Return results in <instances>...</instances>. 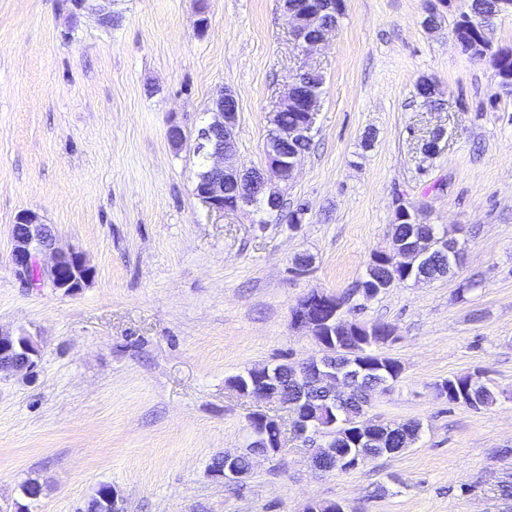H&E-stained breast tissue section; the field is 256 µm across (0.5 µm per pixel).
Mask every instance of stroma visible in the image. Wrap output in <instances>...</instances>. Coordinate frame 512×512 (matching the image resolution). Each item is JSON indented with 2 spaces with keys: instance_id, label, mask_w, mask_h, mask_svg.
I'll return each instance as SVG.
<instances>
[{
  "instance_id": "1",
  "label": "stroma",
  "mask_w": 512,
  "mask_h": 512,
  "mask_svg": "<svg viewBox=\"0 0 512 512\" xmlns=\"http://www.w3.org/2000/svg\"><path fill=\"white\" fill-rule=\"evenodd\" d=\"M209 27L193 29L198 3ZM428 0H346L327 45L304 55L280 0H117L102 25L72 0H0V329L41 348L34 380L0 379V512H83L103 485L124 512H512V98L491 66L454 42L456 10L423 25ZM325 74L314 146L288 185L301 224L207 212L195 136L219 89L239 103L238 160L265 165L275 100L303 62ZM432 76L439 104L415 87ZM445 129L439 153L423 139ZM371 147H364V137ZM464 241L453 278L361 300L385 323L404 370L376 393L374 422H420L410 448L348 472L283 456L232 485L213 456L245 449L257 404L229 377L321 354L294 329L307 293L337 295L387 250L398 207ZM38 214L94 270L82 291L29 287L11 262L12 226ZM308 254L305 275L292 260ZM465 280L479 289L458 299ZM484 373L496 404L437 398L435 383Z\"/></svg>"
}]
</instances>
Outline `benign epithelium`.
<instances>
[{"label": "benign epithelium", "instance_id": "obj_1", "mask_svg": "<svg viewBox=\"0 0 512 512\" xmlns=\"http://www.w3.org/2000/svg\"><path fill=\"white\" fill-rule=\"evenodd\" d=\"M334 4L335 0H319L302 13L294 10L285 12L293 40L305 54L308 55L315 48L326 44L335 33L336 28L332 27L326 29L318 38L307 35L309 21L320 13L329 11ZM312 69V65L301 67L288 85L287 92L273 105L275 109L295 107L303 113V117L273 134L265 145L266 167L261 170L246 169L236 162L235 130L239 104L232 90L225 88L218 91L209 109V119L198 129L193 143V152L204 154L207 161V170L197 174L195 183V195L207 212H236L253 206L254 197L246 188L253 178L269 190L267 208L273 212L281 211L275 187L293 177L302 158L298 152L292 155L283 154L282 145L311 138L317 121V104L321 93L314 91L303 101L299 99L298 93L301 75ZM12 239V265L24 275L36 270L39 281L32 283L34 287L48 283L57 291L70 295L82 290L93 277V269L87 265L82 253L56 247L52 230L41 223L38 215L31 211H23L17 215L12 227ZM355 311L356 307L351 305V300L315 291L304 296L293 307L291 320L295 327L304 328L315 337L322 329L336 326L338 319L345 321L348 328L358 327L359 323L352 319ZM39 359L40 352L31 344L13 334L0 332V375L7 376L19 371L32 378L37 373ZM253 373L262 377L261 384L247 390V395L255 401L277 403L284 409L299 403L297 399L288 400L276 395L278 375L270 367L257 366L253 368ZM294 373L302 383L312 377H327L330 382L329 395L334 401L346 398L351 390L350 378L336 375L330 362L321 356L294 365ZM292 416L296 417L294 429L298 438L309 447L310 462L315 471L327 473L336 469H352L362 464L361 458L345 453H332L329 455L332 463H325L322 460V447L324 441L333 435V423L322 421L311 425L297 417L295 412ZM277 421L278 418L268 416L256 427L255 433L264 439L265 449L257 452L251 462L254 463L259 458L282 455V445L271 439Z\"/></svg>", "mask_w": 512, "mask_h": 512}]
</instances>
